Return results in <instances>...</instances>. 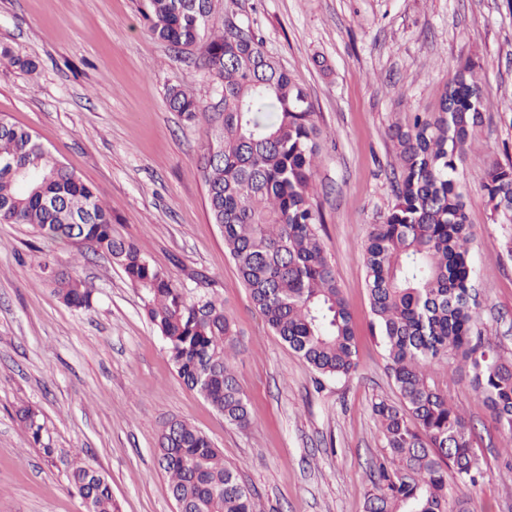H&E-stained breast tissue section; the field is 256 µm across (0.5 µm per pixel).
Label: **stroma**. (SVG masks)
<instances>
[{"label":"stroma","mask_w":512,"mask_h":512,"mask_svg":"<svg viewBox=\"0 0 512 512\" xmlns=\"http://www.w3.org/2000/svg\"><path fill=\"white\" fill-rule=\"evenodd\" d=\"M142 0H0V49L32 63L0 66V116L33 132L112 211L113 235L134 241L189 294L205 276L235 332L237 380L251 425L225 422L187 390L143 312L141 293L88 246L0 224V512H83L69 488L73 455L102 470L120 512H176L155 448L183 420L224 453L264 512H364L368 467L382 451L372 415L395 399L371 334L365 248L395 203L390 126L432 112L460 63L483 82L487 109L457 179L474 240L480 327L512 354V258L481 189L491 158L512 160V0H221L223 18L259 31L264 49L307 92L319 127V234L353 316L350 375L315 373L254 307L213 224L199 158L207 126L167 103L178 85L203 102L200 64L154 40ZM94 288L90 309L53 294L41 264ZM437 380L479 437L485 475L460 486L470 512H512V473L466 370ZM33 407L44 457L16 417Z\"/></svg>","instance_id":"stroma-1"}]
</instances>
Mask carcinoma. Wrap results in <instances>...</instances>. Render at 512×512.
Segmentation results:
<instances>
[{
    "mask_svg": "<svg viewBox=\"0 0 512 512\" xmlns=\"http://www.w3.org/2000/svg\"><path fill=\"white\" fill-rule=\"evenodd\" d=\"M217 0H144L152 38L176 56H199L217 106L177 85L169 107L213 124L200 167L212 220L269 327L318 375L338 378L357 366L352 315L319 235L314 194L320 130L307 93L267 56L249 27L211 25ZM487 108L483 84L461 64L438 102L412 125L395 124V204L371 226L366 282L373 326L399 404H372L383 450L371 462L365 512H469L452 497L483 478L485 462L465 416L435 379L450 359L467 368L495 427L512 439V356L479 328L473 240L456 178L465 146ZM481 188L495 224L512 227V162H485ZM0 223L29 224L51 241H82L107 254L142 292L143 310L183 385L240 429L248 398L234 371L233 328L205 292L187 297L172 274L131 241L112 234V212L96 191L28 130L0 118ZM44 278L67 307H91L94 288L46 260ZM16 415L47 458L37 412ZM156 455L176 507L186 512H262L220 449L185 421L157 440ZM70 485L84 512H119L109 479L80 458Z\"/></svg>",
    "mask_w": 512,
    "mask_h": 512,
    "instance_id": "1",
    "label": "carcinoma"
}]
</instances>
